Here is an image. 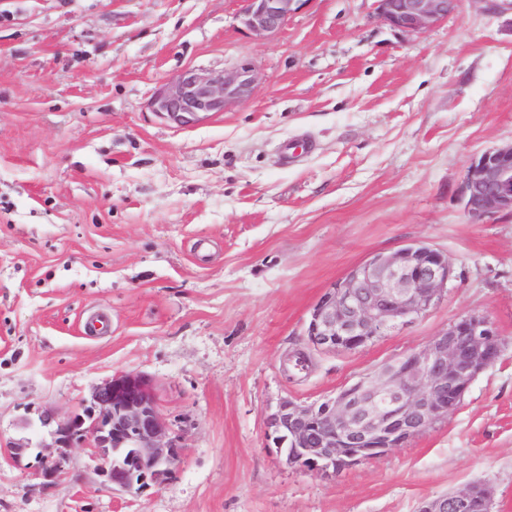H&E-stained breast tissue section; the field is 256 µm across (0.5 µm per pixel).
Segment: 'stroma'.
<instances>
[{
	"mask_svg": "<svg viewBox=\"0 0 512 512\" xmlns=\"http://www.w3.org/2000/svg\"><path fill=\"white\" fill-rule=\"evenodd\" d=\"M239 9L0 0V443L26 448L0 459V512H417L478 481L512 512V216L462 202L469 162L512 143V14L462 0L406 33L374 0H310L259 40ZM243 57L247 102L189 127L149 110L183 68ZM413 242L454 266L438 303L289 378L325 289ZM473 313L503 351L447 419L336 477L279 455L281 399L333 396ZM126 373L182 449L139 493L109 488L88 444L54 445Z\"/></svg>",
	"mask_w": 512,
	"mask_h": 512,
	"instance_id": "stroma-1",
	"label": "stroma"
}]
</instances>
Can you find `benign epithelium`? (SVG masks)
I'll return each mask as SVG.
<instances>
[{"label": "benign epithelium", "instance_id": "7a95c632", "mask_svg": "<svg viewBox=\"0 0 512 512\" xmlns=\"http://www.w3.org/2000/svg\"><path fill=\"white\" fill-rule=\"evenodd\" d=\"M241 29L258 39L279 34L310 0H241ZM378 17L420 33L445 20L459 0H375ZM259 82L254 64L230 70L187 67L160 86L149 109L178 126L248 100ZM464 211L473 221L512 214V144L485 151L468 166ZM455 277L441 251L422 242L377 252L327 288L310 311L308 350L354 352L424 316ZM502 340L485 316H463L421 350L384 363L322 402L285 398L267 417L268 436L286 462L333 477L404 445L462 405L472 381L493 365ZM87 416L58 425L56 445L90 441L107 485L140 492L164 484L180 448L168 435L150 381L128 373L95 387ZM492 490L474 483L424 500L418 512H491Z\"/></svg>", "mask_w": 512, "mask_h": 512}]
</instances>
